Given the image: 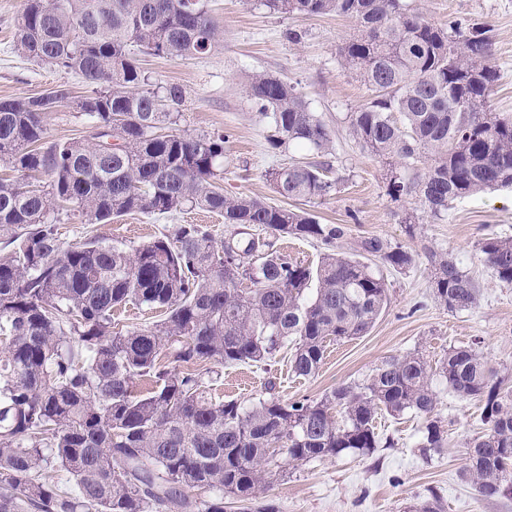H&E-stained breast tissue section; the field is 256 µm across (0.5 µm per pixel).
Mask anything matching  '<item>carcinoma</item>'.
<instances>
[{
	"mask_svg": "<svg viewBox=\"0 0 512 512\" xmlns=\"http://www.w3.org/2000/svg\"><path fill=\"white\" fill-rule=\"evenodd\" d=\"M278 13L336 14L360 34L339 48L341 65L372 92L350 113L353 137L399 167L388 194L415 197L431 216L486 190L512 189V118L487 101L497 73L490 29L444 27L404 0H265ZM217 26L208 0H24L16 50L38 64L79 74L93 86L77 101L88 134L47 141L44 114L72 99L64 85L0 101V512H279L263 497L278 454L288 463L368 456L381 440L380 411L423 419L418 447H444L429 364L393 356L362 384L321 398L250 405L211 396L215 371L198 366H267L284 348L293 371L319 370L329 339L366 334L388 305V286L358 255L402 270L408 251L366 237L357 253H328L315 268L289 262L270 237L344 236L303 210L247 195L221 181L224 135L171 131L185 92L148 88L137 54L173 60L208 53ZM250 96L270 119L271 149L316 153L268 173L293 200L326 198L338 181L323 157L326 125L294 85L249 76ZM400 119H395V115ZM199 208L224 217L218 242L199 224H174L132 250L89 237L64 245L51 215L110 224L128 214ZM481 259L512 284V237L490 233ZM433 296L450 311L473 308L479 287L443 252L429 253ZM163 309L147 329L115 330L126 305ZM448 392L483 404L482 433L465 441L466 475L486 499L512 497V391L472 346L439 361ZM152 387L137 392L136 381ZM62 472L72 489L48 472ZM194 494H189V491ZM409 512H442L439 496Z\"/></svg>",
	"mask_w": 512,
	"mask_h": 512,
	"instance_id": "obj_1",
	"label": "carcinoma"
}]
</instances>
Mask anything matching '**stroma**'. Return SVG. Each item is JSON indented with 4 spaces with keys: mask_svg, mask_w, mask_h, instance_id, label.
I'll return each mask as SVG.
<instances>
[{
    "mask_svg": "<svg viewBox=\"0 0 512 512\" xmlns=\"http://www.w3.org/2000/svg\"><path fill=\"white\" fill-rule=\"evenodd\" d=\"M405 3L438 25L459 20L490 26L491 63L498 75L490 108L512 116V0ZM209 5L219 36L209 53L178 61L144 55L140 64L156 91L173 84L185 90L177 132L224 134L225 192L283 204L267 178L268 171L310 156L306 149L278 152L269 148V120L248 92L249 74L264 72L282 78L296 86L331 131L329 175L340 181L335 195L301 202L300 207L320 223L342 225L344 236L332 245L312 238L278 237L275 250L314 266L326 253L350 252L361 238L377 236L414 256L410 267L398 271L367 257L370 268L387 282L388 305L365 335L328 343L314 376L295 375L288 354L282 353L265 369L247 364L221 368L213 396L245 403L270 392L284 401L317 399L336 387L363 383L390 356L418 352L434 364L450 347L460 345L478 348L489 366L512 384V285L497 281L476 251L484 234L512 236V191L495 190L455 201L447 216L439 219L423 213L414 200L392 199L387 193L388 164L363 150L349 130V112L370 97L367 86L342 68L338 57L341 44L357 35V24L333 14H279L262 0H210ZM22 8L23 0H0V100L68 85L74 102L45 114L47 138L82 137L88 123L75 101L89 94L90 87L76 73L37 64L15 50L13 31ZM290 29L302 32L300 42H288L285 33ZM410 215L415 218L411 224L406 221ZM55 220L61 241L70 245L99 236L131 249L160 236L172 224L203 225L218 240L229 232L222 216L197 209L160 218L131 214L109 224H81L62 213ZM432 250L452 255L479 285L476 307L451 312L435 301L434 269L428 257ZM433 386L447 430L441 454L429 458L421 454L420 418L382 413L378 432L393 440V447L377 449L370 457L347 455L284 465L270 483L267 498L280 512H406L417 497L433 489L442 498L443 512H512V499H485L464 477L463 443L484 428L481 404L460 400L441 378H434Z\"/></svg>",
    "mask_w": 512,
    "mask_h": 512,
    "instance_id": "35a3bbf8",
    "label": "stroma"
}]
</instances>
